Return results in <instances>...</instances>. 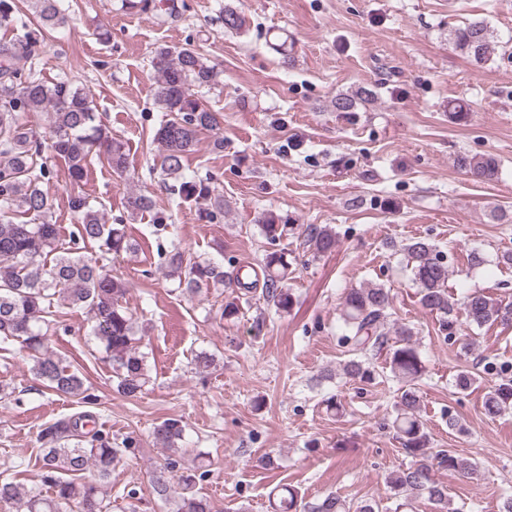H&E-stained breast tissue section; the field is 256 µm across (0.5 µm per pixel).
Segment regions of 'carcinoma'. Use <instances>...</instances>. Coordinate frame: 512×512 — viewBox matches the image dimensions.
<instances>
[{"label":"carcinoma","instance_id":"1","mask_svg":"<svg viewBox=\"0 0 512 512\" xmlns=\"http://www.w3.org/2000/svg\"><path fill=\"white\" fill-rule=\"evenodd\" d=\"M33 17L44 29L63 22L60 0H29ZM224 29L239 32L245 17L231 6L224 7ZM451 40L456 50L476 64L490 59L493 47L490 29L483 20H474L454 29ZM37 38L33 33L0 42V350L14 344L32 361L31 372L52 391L78 398L85 404L95 401L82 375L49 350L50 333L59 326L65 308L88 309L91 333L112 361V387L125 396L135 397L150 383L147 353L141 350L142 338L132 316L123 306L127 287L113 276L99 259L86 255L90 247L102 254H119L133 249L123 224H108L104 215L79 193L69 197L75 224L70 231V246L58 245L57 225L50 223L52 199L43 190L52 173L51 161L65 164L74 182L86 176L92 158L111 169L123 171L127 155L122 142L112 138L95 112L91 94L66 79L51 86L37 77ZM152 63L157 73L153 87L154 104L170 119L156 130L154 140L161 151L162 173L178 183V192L187 203L207 202L205 218H224V198L209 178H187L184 162L194 152L198 136L219 129L217 113L205 107L194 89L215 84L217 66L188 44L180 48L156 49ZM27 112L44 116L49 141L33 138L23 121ZM460 168L482 181L498 177V161L490 155H464L457 159ZM146 194L127 199L130 216L153 208ZM23 214L33 218L17 223ZM288 225L269 215L262 220V233L274 242ZM308 243L313 257L336 250L332 228L311 227ZM418 286L421 307L438 317V330L448 340H457L464 330L476 325H512V304L502 305L481 292L466 294L462 303L448 295L447 257L423 240H413L404 248ZM288 259L277 250L265 253L261 264L263 300L279 312H287L294 302L288 288ZM166 276L178 281V289L198 294L210 285L235 286L242 295L253 294L257 281L246 282L237 275L228 279L219 267L209 262H192L176 245L166 251ZM240 295V296H242ZM236 295L219 308L228 320L239 312ZM393 297L390 290L376 286L351 288L342 298L341 343L349 358L343 374L354 381L373 385L377 372L372 360L384 357L385 368L399 384L396 413L389 427L411 459L405 468L390 472L386 483L395 499L394 512H414L415 503L424 499L448 507V488L439 484L436 472L448 470L463 477L476 471L467 456L449 449L429 448L430 437L420 415L421 396L417 381L425 373L422 354L412 341L413 329L391 321ZM512 409V377H504L490 387L483 402L484 414L494 419ZM87 412L59 418L39 432L38 483L51 494L26 490L8 470L0 472V503H18L21 512H109L103 488L112 470L134 453L137 440L128 437L112 443L102 429L84 431ZM184 427L176 419L156 426L153 436L169 451L164 463L150 475L154 494L173 505L172 512H211L207 500L195 491L206 472L196 474L182 467L181 448ZM279 512H383L377 502L356 505L338 494L305 502L293 488H284Z\"/></svg>","mask_w":512,"mask_h":512}]
</instances>
